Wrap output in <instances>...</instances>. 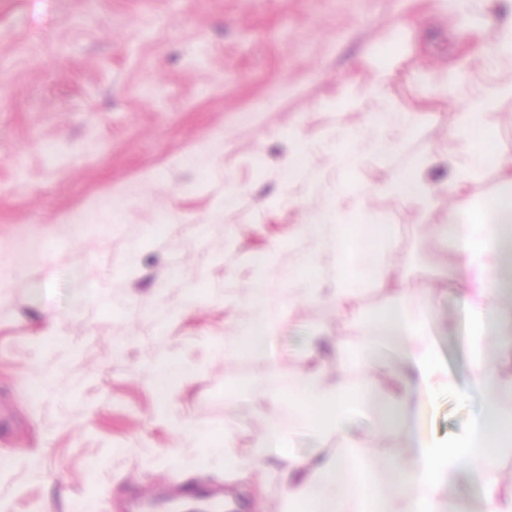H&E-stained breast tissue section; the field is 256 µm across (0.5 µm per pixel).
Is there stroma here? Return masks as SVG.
<instances>
[{"instance_id":"obj_1","label":"stroma","mask_w":512,"mask_h":512,"mask_svg":"<svg viewBox=\"0 0 512 512\" xmlns=\"http://www.w3.org/2000/svg\"><path fill=\"white\" fill-rule=\"evenodd\" d=\"M511 16L512 0H0V506L128 512L195 485L255 512L204 436L231 423L246 446L266 373L294 386L310 337L335 330L332 303L288 289L336 198L345 224L390 226L401 285L432 289L430 334L464 379L456 256L432 227L456 112L512 85V54L485 34ZM379 108L413 133L340 167ZM417 161L433 203L382 188ZM509 194L489 168L462 199ZM253 288L283 309L270 366L224 354ZM478 403L437 390L418 426L458 439Z\"/></svg>"}]
</instances>
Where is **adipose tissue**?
<instances>
[{"label": "adipose tissue", "instance_id": "adipose-tissue-1", "mask_svg": "<svg viewBox=\"0 0 512 512\" xmlns=\"http://www.w3.org/2000/svg\"><path fill=\"white\" fill-rule=\"evenodd\" d=\"M491 99H484L459 113L457 129L467 144V153L457 169L449 195H456L467 179L486 168L512 169L495 146L496 125ZM345 225L336 227L337 286L327 295L337 311L355 316L364 333L378 332L395 339L401 358L396 363L376 364L363 358V379L347 381L348 361L336 364V380H325L321 368L300 372L297 386L281 393L269 385L254 412L261 429L244 449L236 447V432L225 425L218 435L207 436L206 451L222 459L225 471L242 466L263 467L276 457L288 478L277 512H447L448 500L461 479L478 482L481 512H512V483L491 477L490 470L504 442H512V412L504 411L499 399L512 393V378L505 380L488 367L487 341L506 321L499 308L496 285L500 264L499 232L487 221L483 207L456 205L448 210L447 223L437 225L440 239L450 240L457 262L450 278L461 296L466 317L464 338L470 357L467 383L450 377L425 322L416 308L428 304L431 294L424 289L400 290L395 304L380 312L356 306L357 291L344 287L347 262ZM361 237L377 241L373 252L357 256V274L366 282L387 284L393 267L386 261L393 241L382 224L364 225ZM280 317L268 309L263 289H255L244 318L233 335L224 340L228 352L246 350L268 359ZM389 393L379 410V427L405 433V447L396 455L381 447L380 438L361 437L347 430L352 413L364 406L380 386ZM460 386L484 395L483 403L469 430L461 438L442 444L435 438L409 429L425 399L439 386ZM299 411L301 422L323 437L335 438L336 451L319 461L298 456L281 422L283 408Z\"/></svg>", "mask_w": 512, "mask_h": 512}]
</instances>
